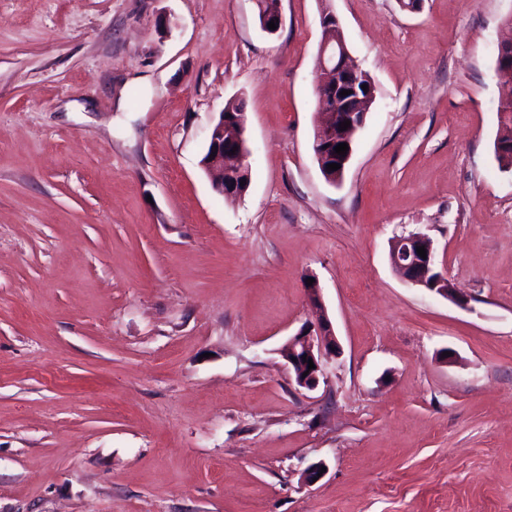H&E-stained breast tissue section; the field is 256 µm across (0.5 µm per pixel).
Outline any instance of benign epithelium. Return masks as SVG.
I'll use <instances>...</instances> for the list:
<instances>
[{
	"label": "benign epithelium",
	"mask_w": 512,
	"mask_h": 512,
	"mask_svg": "<svg viewBox=\"0 0 512 512\" xmlns=\"http://www.w3.org/2000/svg\"><path fill=\"white\" fill-rule=\"evenodd\" d=\"M259 16L262 31L269 35L276 34V31L269 29L268 24L272 21L276 26H281L280 5L261 9ZM316 72L319 74L316 87L319 106L314 126V156L323 176L336 185L343 180L353 153L351 149L344 156L335 153V147L343 142L338 137L339 123L348 120L354 126L355 118L366 117L364 112L358 114L348 111L352 96H342L340 92L349 90L356 94L358 84L365 81L368 83V95L373 97L376 87L371 77L352 62L347 45L341 40L330 39L327 34L319 45ZM232 129V121L224 118L211 126L207 151L215 153V156L203 165V169L212 176V188L217 194L241 197L251 181L250 153L241 146V137H227V132ZM331 163L340 165V168L336 171L327 170V165ZM242 178L245 179L243 184L240 183ZM421 246L426 249L424 258L417 253V248ZM389 261L394 271L407 283L457 305H467L466 295L460 289L448 285L446 274L438 270L434 243L426 233L411 232L393 238L389 243ZM306 291L309 305L315 312V322L303 326L289 337L281 352L294 383L312 391L326 380L325 363L339 354V345L332 322L324 310L318 282H313ZM310 360L314 363L312 369L308 368Z\"/></svg>",
	"instance_id": "7a95c632"
}]
</instances>
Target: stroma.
Here are the masks:
<instances>
[{"label": "stroma", "mask_w": 512, "mask_h": 512, "mask_svg": "<svg viewBox=\"0 0 512 512\" xmlns=\"http://www.w3.org/2000/svg\"><path fill=\"white\" fill-rule=\"evenodd\" d=\"M326 9L377 87L338 185ZM280 10L269 35L256 0H0V512H512V0ZM234 98L227 199L200 160ZM414 231L467 307L392 270ZM311 278L341 353L307 391L280 349ZM501 62L497 54L495 76L501 98L498 107L499 128L497 139L494 141V156L502 171L512 172V75L508 71L504 72L502 66L497 68V64ZM499 71L502 72V75L498 74ZM497 140L500 141L502 153L498 151ZM229 110L234 112L233 115L239 120L235 126L239 123L241 129L245 130V113L241 110L240 103L227 101L224 105V112H219L223 118L211 126L207 145L210 157L206 152L201 159V162L207 161L208 158L210 161L207 164L201 163V165L212 176V188L217 194L225 197H242L248 190L251 181L250 151L246 152L241 146L240 140L243 135L232 136L225 140L227 130L234 129L232 121L224 119V114L226 115ZM214 147H217V154L215 157H211ZM233 147H237V150L235 154H230ZM233 171L236 173L235 179H228L227 176H231ZM238 178H245L243 186H240Z\"/></svg>", "instance_id": "35a3bbf8"}]
</instances>
